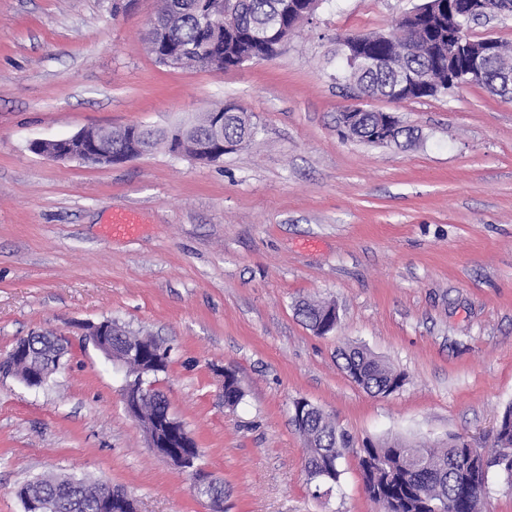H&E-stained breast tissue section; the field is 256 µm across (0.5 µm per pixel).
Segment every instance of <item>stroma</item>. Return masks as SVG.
<instances>
[{"label":"stroma","instance_id":"35a3bbf8","mask_svg":"<svg viewBox=\"0 0 512 512\" xmlns=\"http://www.w3.org/2000/svg\"><path fill=\"white\" fill-rule=\"evenodd\" d=\"M422 0H323L278 54L217 72L147 48L161 0H0V357L64 336L41 388L0 372V512L44 475L125 489L138 512H209L189 472L147 446L122 380L84 339L112 319L171 350L157 388L224 484V512H380L364 444L491 451L512 406V101L465 85L364 108L414 130L404 146L341 138L352 104L340 33H384ZM236 105L259 133L212 163L165 147L114 165L50 162L36 139L88 129L186 127ZM136 211L134 235L108 234ZM335 303L320 336L300 300ZM360 345L404 383L386 397L348 377ZM244 392L224 402V371ZM350 439L339 488L315 490L291 405Z\"/></svg>","mask_w":512,"mask_h":512}]
</instances>
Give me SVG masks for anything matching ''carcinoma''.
Masks as SVG:
<instances>
[{"label": "carcinoma", "mask_w": 512, "mask_h": 512, "mask_svg": "<svg viewBox=\"0 0 512 512\" xmlns=\"http://www.w3.org/2000/svg\"><path fill=\"white\" fill-rule=\"evenodd\" d=\"M169 6L178 8L185 16V24L177 35H172L160 21H155L150 32L151 41H164L172 37L187 45H197L205 35L194 23L197 0H165ZM224 25L236 30L238 35H224V55L210 62L206 68L222 72L228 66L246 58L257 57L263 52L261 46L241 38L243 32L266 30L275 31L278 23L296 26L288 19L283 0H228L224 4ZM369 52L392 54L402 60L405 70L421 79L418 88L408 98L434 97L449 89L445 78L429 81L430 72L435 70L436 60L448 61V43L433 39L437 53H405V31L402 28L389 34H364L361 36ZM349 81L382 91L396 84V76L386 71L363 72L352 67L345 69ZM469 84L485 87L491 94L504 98L509 94V83L503 79L499 67L493 65L482 78H470ZM106 142L112 148L126 154L138 155L137 146L147 139L151 146L167 143L170 132L133 125L120 130H101ZM257 134V126L245 112L235 108L224 111V139L243 145ZM325 302L304 299L296 305V314L312 331L324 316ZM137 335L119 325L112 330V347L121 351L131 344ZM142 350L141 361L153 370V376L167 370L170 354L155 338L144 337L138 342ZM345 363L352 364L361 373L365 387L371 390L391 385L402 386L404 378L391 369L383 360L368 350L353 346L343 355ZM243 399V391L234 371L224 376V401L231 407ZM501 429L496 432L495 452L487 457L490 466L504 472L512 480V457L502 453V446L512 447V407L506 409L500 420ZM304 438L306 456L305 472L307 481L319 488L328 489L339 485L340 460L349 450V441L336 428L328 416L318 407L311 405L306 411L304 425L300 429ZM469 448L464 442L451 438L444 448L416 447L400 440H379L369 442L361 449L359 465L363 474L368 497L375 503L382 502V512H430L427 502L432 497H443L450 504V512H474L475 502L488 494V473L478 472L464 475L458 470L459 458ZM327 474L326 483L319 482V475ZM59 486H69L74 491L76 507L61 512H97L96 492L99 484L74 475H51L38 478L23 485L25 489H38L50 494Z\"/></svg>", "instance_id": "1"}]
</instances>
